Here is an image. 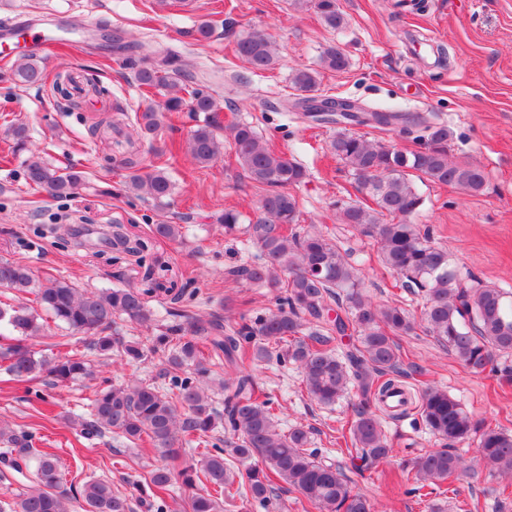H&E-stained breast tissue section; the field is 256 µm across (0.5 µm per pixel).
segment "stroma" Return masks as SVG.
I'll return each mask as SVG.
<instances>
[{
  "label": "stroma",
  "instance_id": "obj_1",
  "mask_svg": "<svg viewBox=\"0 0 512 512\" xmlns=\"http://www.w3.org/2000/svg\"><path fill=\"white\" fill-rule=\"evenodd\" d=\"M395 2L339 0L347 24L333 30L313 6L299 8L294 0H0V30L48 23L61 37L41 58L43 85L15 86L10 67L0 63V260L24 263L40 283L64 278L83 288L152 289L153 329L123 319L112 325L114 335L145 348L176 321L215 314L236 323L274 309L273 291L224 277L256 247L243 234H225L218 219L227 209L255 219L261 195L232 149L210 166L193 162L185 145L194 121L186 112L165 113L151 138L136 126V113L162 103L164 95L143 92L134 72L155 51L170 48L184 70L203 74L221 120L251 124L306 168L305 182L294 190L302 227L318 225L349 252L362 268L365 293L381 303L405 307L412 295L381 266L370 238L337 221V200L359 194L329 151L335 128L312 122L299 107L292 71L319 69L320 97L348 98L368 110L420 112L446 124L450 157L480 164L485 187L471 196L416 180L424 200L417 222L431 228L462 271L512 290V0H425L413 13L398 11ZM204 21L213 26L206 40L197 33ZM251 31L276 42L280 58L273 70L252 73L235 55L237 38ZM331 44L346 51V70H320V54ZM64 70L98 82L104 94L69 103L51 85ZM107 115L114 128L104 140L91 127ZM14 123L25 124L28 135L25 150L15 154L6 143ZM32 154L81 172V185L61 200L31 189L24 161ZM130 156L163 169L172 195L157 202L127 192L123 161ZM164 221L181 225L180 239L153 234V225ZM82 222L94 225L95 234L71 239L68 224ZM126 240L143 243V251L125 252ZM397 342L407 383L446 389L469 414L512 430V388L491 374L469 372L423 330ZM164 368L159 353L121 363L103 358L97 365L113 383L138 378L160 387L169 383ZM255 374L277 406L280 429L305 427L319 456L341 466L376 512H512V487L482 469L457 484L455 498L410 494L407 465L439 446L410 415L386 426L393 457L358 474L345 453L357 397L320 406L308 398L296 365L273 358L256 363ZM97 389L94 380L18 382L0 371V420L32 433L37 449L57 455L69 492L101 478L131 499L133 512H149L148 475L161 463L156 451L110 433L89 441L72 424Z\"/></svg>",
  "mask_w": 512,
  "mask_h": 512
}]
</instances>
